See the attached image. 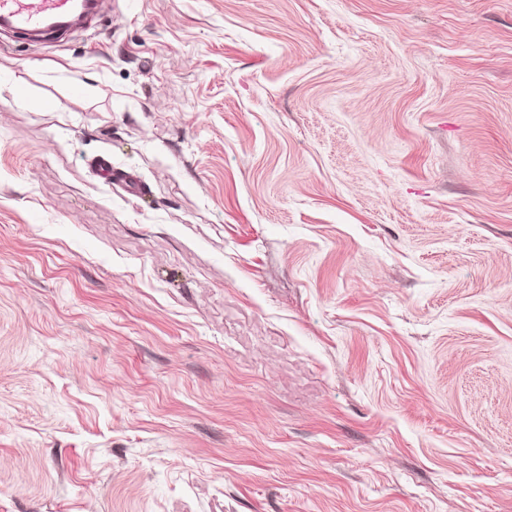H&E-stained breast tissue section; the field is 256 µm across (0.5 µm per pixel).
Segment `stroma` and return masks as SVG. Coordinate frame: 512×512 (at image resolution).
<instances>
[{
    "label": "stroma",
    "instance_id": "stroma-1",
    "mask_svg": "<svg viewBox=\"0 0 512 512\" xmlns=\"http://www.w3.org/2000/svg\"><path fill=\"white\" fill-rule=\"evenodd\" d=\"M0 512H512V0L1 32ZM94 169L96 175L106 183L112 184L113 181L120 180L129 189L138 187L137 179L129 173H121L112 167V160L108 156H98L94 162Z\"/></svg>",
    "mask_w": 512,
    "mask_h": 512
}]
</instances>
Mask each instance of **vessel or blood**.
I'll use <instances>...</instances> for the list:
<instances>
[{
  "label": "vessel or blood",
  "mask_w": 512,
  "mask_h": 512,
  "mask_svg": "<svg viewBox=\"0 0 512 512\" xmlns=\"http://www.w3.org/2000/svg\"><path fill=\"white\" fill-rule=\"evenodd\" d=\"M89 10L88 0H0V26L15 35L27 37L69 26ZM94 169L104 182L119 180L130 189L138 186L133 175L113 167L110 157H97Z\"/></svg>",
  "instance_id": "1"
}]
</instances>
